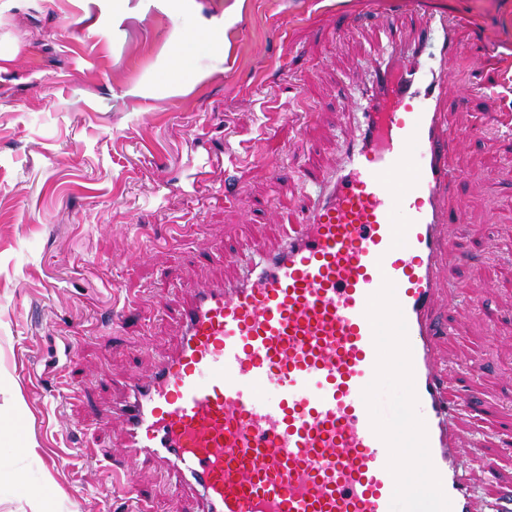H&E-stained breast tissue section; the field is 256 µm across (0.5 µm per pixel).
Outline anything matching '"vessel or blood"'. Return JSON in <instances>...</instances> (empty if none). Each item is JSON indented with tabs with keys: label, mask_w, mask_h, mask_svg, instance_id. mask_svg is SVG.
<instances>
[{
	"label": "vessel or blood",
	"mask_w": 512,
	"mask_h": 512,
	"mask_svg": "<svg viewBox=\"0 0 512 512\" xmlns=\"http://www.w3.org/2000/svg\"><path fill=\"white\" fill-rule=\"evenodd\" d=\"M363 5L418 20L429 10ZM422 50L388 47L341 166L301 171L317 200L284 243L249 257L231 286L192 285L175 352L94 411L121 421L126 457L163 459L202 512H475L432 344L441 230L461 221L444 206L459 135L441 112L458 44L444 33L426 68ZM385 332L396 346L381 347ZM387 365L410 385L403 420L423 450L420 495L400 492L393 434L371 408L368 387Z\"/></svg>",
	"instance_id": "b4317fda"
}]
</instances>
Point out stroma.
I'll use <instances>...</instances> for the list:
<instances>
[{
  "instance_id": "1",
  "label": "stroma",
  "mask_w": 512,
  "mask_h": 512,
  "mask_svg": "<svg viewBox=\"0 0 512 512\" xmlns=\"http://www.w3.org/2000/svg\"><path fill=\"white\" fill-rule=\"evenodd\" d=\"M112 2L0 0V52L14 56L0 71V512L37 500L43 512H124L100 461L121 455L124 431L91 406L119 401L173 353L181 281L231 282L224 252L279 247L312 202L299 167L340 164L376 61L394 31L415 34L358 0H246L224 57L195 54V80L164 71L173 31L220 23L231 0H189L177 20L155 0H130L118 20ZM444 2L422 60L452 22L461 48L446 115L461 139L448 206L463 219L442 233L453 292L436 300L450 333L435 347L450 385L470 390L457 427L477 512H500L512 503L498 426L512 415V0ZM475 33L490 46L480 61L467 50ZM110 282L135 302L119 327L103 318ZM71 384L82 399H64ZM369 395L386 421L408 385L386 369ZM125 470L140 512H197L162 461Z\"/></svg>"
}]
</instances>
